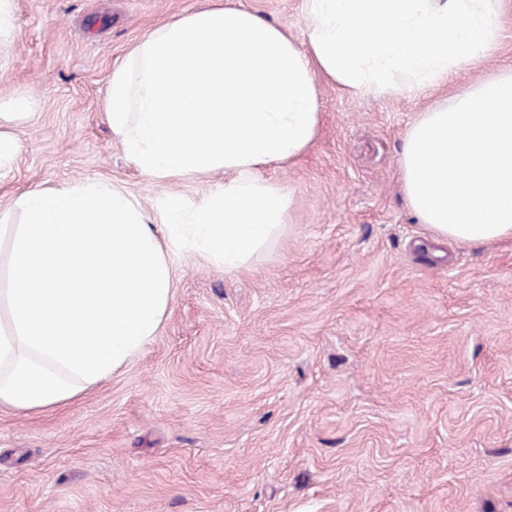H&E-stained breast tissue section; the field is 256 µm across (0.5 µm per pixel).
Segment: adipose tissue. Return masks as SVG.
<instances>
[{
	"mask_svg": "<svg viewBox=\"0 0 512 512\" xmlns=\"http://www.w3.org/2000/svg\"><path fill=\"white\" fill-rule=\"evenodd\" d=\"M503 0H304L306 45L228 4L153 29L116 66L106 111L144 174L223 186L168 196L155 214L109 182L20 199L0 289V407L41 411L138 355L171 299L170 256L235 271L276 240L288 197L260 176L293 160L319 123L316 76L345 92L433 88L502 35ZM403 193L435 239L512 238V72L419 113L400 154Z\"/></svg>",
	"mask_w": 512,
	"mask_h": 512,
	"instance_id": "ef3b65f1",
	"label": "adipose tissue"
}]
</instances>
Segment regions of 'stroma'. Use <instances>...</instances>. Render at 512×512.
<instances>
[{
  "instance_id": "obj_1",
  "label": "stroma",
  "mask_w": 512,
  "mask_h": 512,
  "mask_svg": "<svg viewBox=\"0 0 512 512\" xmlns=\"http://www.w3.org/2000/svg\"><path fill=\"white\" fill-rule=\"evenodd\" d=\"M216 0H15L0 99L28 118L0 169V225L37 187L106 181L147 216L223 172L143 175L105 112L112 70L162 22ZM303 43V0H230ZM503 38L447 84L351 96L317 79L318 133L264 168L284 235L245 268L172 254L145 349L44 412L0 409V512H512V239L434 242L399 157L432 102L512 69Z\"/></svg>"
}]
</instances>
